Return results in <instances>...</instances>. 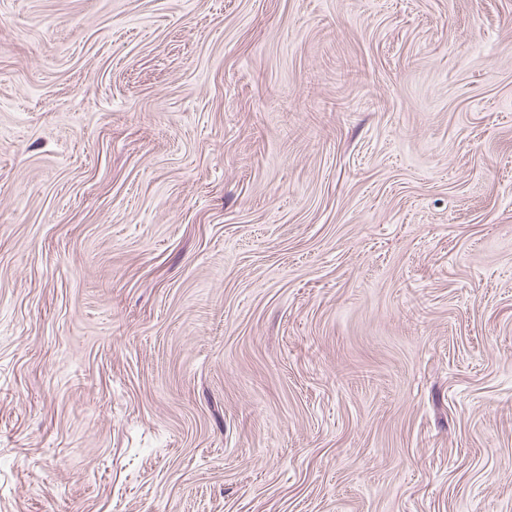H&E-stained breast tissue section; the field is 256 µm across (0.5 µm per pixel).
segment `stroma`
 Masks as SVG:
<instances>
[{
  "label": "stroma",
  "mask_w": 512,
  "mask_h": 512,
  "mask_svg": "<svg viewBox=\"0 0 512 512\" xmlns=\"http://www.w3.org/2000/svg\"><path fill=\"white\" fill-rule=\"evenodd\" d=\"M0 512H512V0H0Z\"/></svg>",
  "instance_id": "stroma-1"
}]
</instances>
